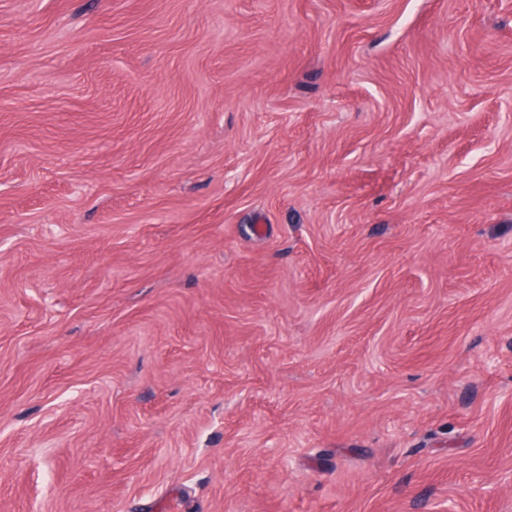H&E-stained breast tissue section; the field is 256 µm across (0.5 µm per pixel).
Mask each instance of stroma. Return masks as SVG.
<instances>
[{"mask_svg":"<svg viewBox=\"0 0 512 512\" xmlns=\"http://www.w3.org/2000/svg\"><path fill=\"white\" fill-rule=\"evenodd\" d=\"M0 512H512V0H0Z\"/></svg>","mask_w":512,"mask_h":512,"instance_id":"1","label":"stroma"}]
</instances>
